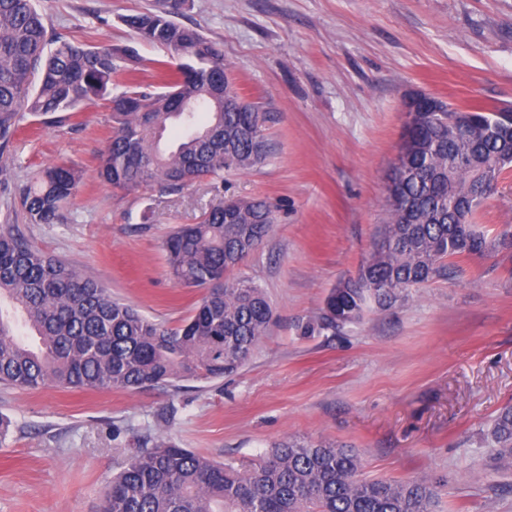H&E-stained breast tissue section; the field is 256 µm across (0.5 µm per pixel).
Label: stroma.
<instances>
[{
	"mask_svg": "<svg viewBox=\"0 0 512 512\" xmlns=\"http://www.w3.org/2000/svg\"><path fill=\"white\" fill-rule=\"evenodd\" d=\"M66 40L136 50L154 82L166 50L125 16L158 0H35ZM180 25L224 50L249 102L267 112L268 159L179 194L113 189L97 173L112 135L100 101L62 123L25 125L0 165L17 181L57 162L83 181L65 224H29L33 245L101 282L113 299L174 326L201 292L176 283L162 241L217 193L257 198L276 221L240 273L278 321L249 362L213 381L127 392L0 388V512H99L125 459L164 434L246 464L286 438L337 441L364 472L440 484L439 512H512V475L484 466L483 438L512 401V263L460 262L452 278L371 309L342 334H303L338 279L355 275L386 220V187L413 93L459 107L512 108V0H189Z\"/></svg>",
	"mask_w": 512,
	"mask_h": 512,
	"instance_id": "obj_1",
	"label": "stroma"
}]
</instances>
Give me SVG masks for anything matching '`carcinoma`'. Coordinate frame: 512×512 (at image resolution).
Instances as JSON below:
<instances>
[{"label": "carcinoma", "mask_w": 512, "mask_h": 512, "mask_svg": "<svg viewBox=\"0 0 512 512\" xmlns=\"http://www.w3.org/2000/svg\"><path fill=\"white\" fill-rule=\"evenodd\" d=\"M188 0H162L155 13L123 18L138 39L169 51L165 87L154 92L128 77L137 61L129 47H97L49 34L33 0H0V154L25 115L73 114L92 99L110 105L113 136L99 174L113 188L157 187L168 193L226 170H249L268 156L267 113L250 104L224 110L217 82L235 98L221 47L175 22ZM441 112H417L403 127L400 192L387 200L386 224L356 275L332 288L304 333L336 332L388 310L458 269L456 260L489 253L512 260V225L488 235L475 222L485 204L459 207L482 190L491 198L512 168V111L463 114L442 100ZM171 126L183 130L162 143ZM80 171L61 162L18 183L0 166V201L19 205L30 224L67 219ZM269 205L255 198L219 200L195 224L163 243L169 271L185 288L206 293L175 326L112 299L98 281L69 262L34 249L15 224L0 225V385L23 391L46 385L85 391L137 392L188 380H215L251 357L277 316L264 290L231 276L272 231ZM35 335L15 332L14 313ZM486 466L512 474V402L487 433ZM439 486L369 478L359 455L328 441L288 439L242 467L217 463L159 436L131 455L106 487L101 512H436Z\"/></svg>", "instance_id": "carcinoma-1"}]
</instances>
